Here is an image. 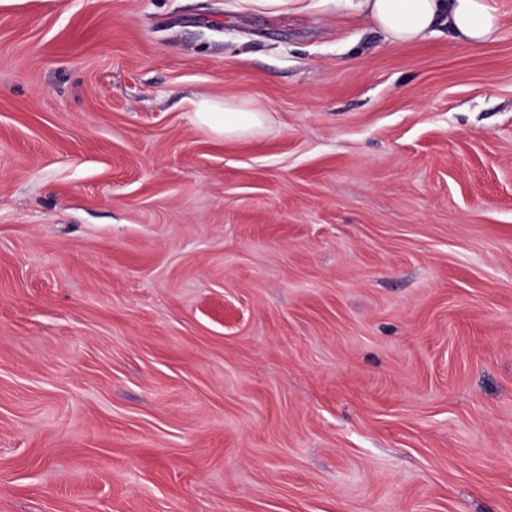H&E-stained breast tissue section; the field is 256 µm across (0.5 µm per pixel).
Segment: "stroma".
<instances>
[{
	"label": "stroma",
	"mask_w": 512,
	"mask_h": 512,
	"mask_svg": "<svg viewBox=\"0 0 512 512\" xmlns=\"http://www.w3.org/2000/svg\"><path fill=\"white\" fill-rule=\"evenodd\" d=\"M358 4L0 0V512H512V0ZM367 19L400 43L417 42L438 34L443 22L453 39L480 44L499 29L493 0H359ZM443 20V21H442ZM195 122L224 137L244 136L265 126L266 116L251 108L246 100L224 101V106L207 98L201 99L194 112Z\"/></svg>",
	"instance_id": "35a3bbf8"
}]
</instances>
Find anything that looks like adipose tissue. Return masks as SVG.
Returning <instances> with one entry per match:
<instances>
[{"instance_id":"obj_1","label":"adipose tissue","mask_w":512,"mask_h":512,"mask_svg":"<svg viewBox=\"0 0 512 512\" xmlns=\"http://www.w3.org/2000/svg\"><path fill=\"white\" fill-rule=\"evenodd\" d=\"M367 19L395 42L409 43L435 35L446 24L453 39L480 44L494 39L499 16L492 0H360ZM197 124L227 137L255 133L265 126L264 113L247 101L217 103L201 99L194 112Z\"/></svg>"}]
</instances>
